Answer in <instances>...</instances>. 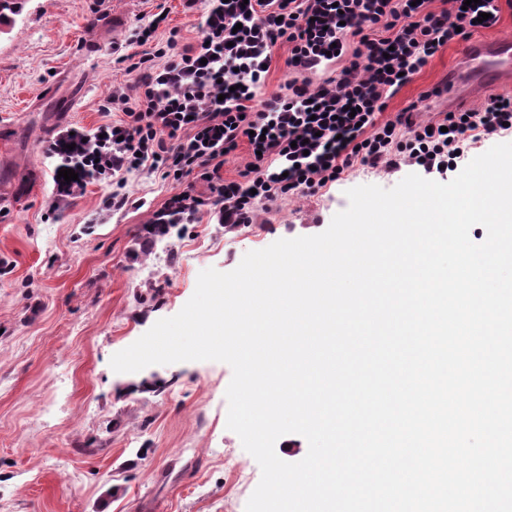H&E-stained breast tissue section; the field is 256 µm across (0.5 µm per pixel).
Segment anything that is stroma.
<instances>
[{"label": "stroma", "instance_id": "stroma-1", "mask_svg": "<svg viewBox=\"0 0 512 512\" xmlns=\"http://www.w3.org/2000/svg\"><path fill=\"white\" fill-rule=\"evenodd\" d=\"M166 8L181 42L201 34L206 0H28L0 26V512H245L261 471L227 427L231 367L218 361L117 373L110 360L192 297L202 270L235 269L282 238L316 235L347 208L346 190L394 187L414 168L358 166L310 197L259 207L252 223L179 225L139 253V227L170 193L130 174L140 209L99 219L88 185L52 207L44 142L69 127L120 120L102 111L133 77L117 60L135 30ZM441 48L389 102L423 121L447 103L423 94L456 65ZM249 477L237 478L239 468Z\"/></svg>", "mask_w": 512, "mask_h": 512}]
</instances>
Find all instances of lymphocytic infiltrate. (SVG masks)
<instances>
[{
  "label": "lymphocytic infiltrate",
  "instance_id": "1",
  "mask_svg": "<svg viewBox=\"0 0 512 512\" xmlns=\"http://www.w3.org/2000/svg\"><path fill=\"white\" fill-rule=\"evenodd\" d=\"M502 0H208L195 44L177 31L157 40L154 14L124 53L131 84L112 89L105 109L118 122L61 131L44 148L77 180L54 182V202L108 181L100 215L128 208L127 176L159 174L172 192L151 222L195 223L209 211L222 224H248L259 204L313 196L354 166L407 163L446 174L480 139L512 129V96L418 122L410 111L381 122L392 96L444 46L496 25ZM287 46L284 91L264 93L267 67ZM247 142L241 180L224 178V158ZM205 193H198V185Z\"/></svg>",
  "mask_w": 512,
  "mask_h": 512
}]
</instances>
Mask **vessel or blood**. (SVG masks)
<instances>
[{"mask_svg": "<svg viewBox=\"0 0 512 512\" xmlns=\"http://www.w3.org/2000/svg\"><path fill=\"white\" fill-rule=\"evenodd\" d=\"M460 58V65L449 70L442 81L443 94L451 104H460L512 82L511 39L465 43Z\"/></svg>", "mask_w": 512, "mask_h": 512, "instance_id": "1", "label": "vessel or blood"}]
</instances>
